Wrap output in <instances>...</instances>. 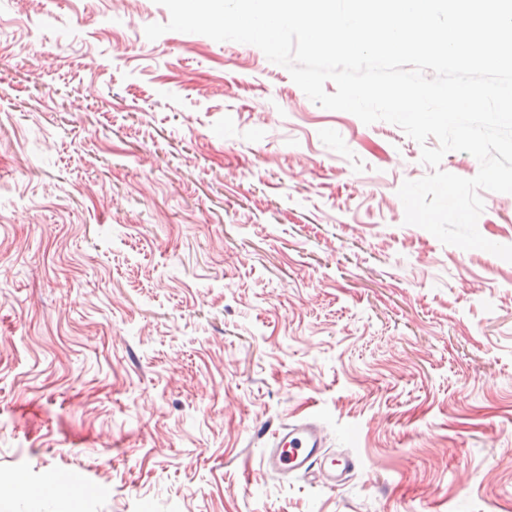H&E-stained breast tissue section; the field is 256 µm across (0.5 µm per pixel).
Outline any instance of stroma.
<instances>
[{"label":"stroma","mask_w":512,"mask_h":512,"mask_svg":"<svg viewBox=\"0 0 512 512\" xmlns=\"http://www.w3.org/2000/svg\"><path fill=\"white\" fill-rule=\"evenodd\" d=\"M169 18L0 0V512H503L512 262L405 224L401 128ZM311 416L340 488L262 472Z\"/></svg>","instance_id":"1"}]
</instances>
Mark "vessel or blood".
<instances>
[{
    "label": "vessel or blood",
    "instance_id": "obj_1",
    "mask_svg": "<svg viewBox=\"0 0 512 512\" xmlns=\"http://www.w3.org/2000/svg\"><path fill=\"white\" fill-rule=\"evenodd\" d=\"M274 438L263 457L262 469L267 473L316 474L324 487L335 489L345 484L358 465L352 455L327 452L320 426L307 419L282 425Z\"/></svg>",
    "mask_w": 512,
    "mask_h": 512
}]
</instances>
